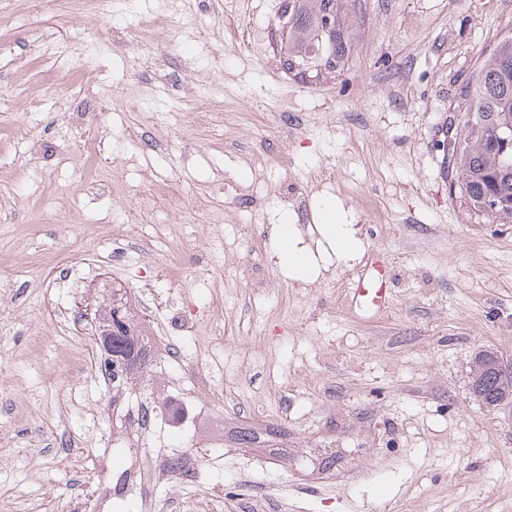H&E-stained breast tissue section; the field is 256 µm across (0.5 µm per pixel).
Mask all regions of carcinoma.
Returning a JSON list of instances; mask_svg holds the SVG:
<instances>
[{
  "label": "carcinoma",
  "mask_w": 512,
  "mask_h": 512,
  "mask_svg": "<svg viewBox=\"0 0 512 512\" xmlns=\"http://www.w3.org/2000/svg\"><path fill=\"white\" fill-rule=\"evenodd\" d=\"M335 8L336 0H291L288 59L309 56L312 65H319L313 50L327 42L322 20L328 10ZM464 103L452 147L444 157L451 187L475 210L512 220V145L504 152L492 145L495 129L512 120V34L502 37L473 73ZM99 310L112 313V362L106 363L105 369L112 387L127 389L133 385L131 379L151 362L145 330L136 322L127 299L115 290L111 298L102 300ZM495 359V353L481 351L471 369V389L488 406L512 397V378L488 368Z\"/></svg>",
  "instance_id": "obj_1"
}]
</instances>
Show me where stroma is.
Wrapping results in <instances>:
<instances>
[{
    "label": "stroma",
    "instance_id": "35a3bbf8",
    "mask_svg": "<svg viewBox=\"0 0 512 512\" xmlns=\"http://www.w3.org/2000/svg\"><path fill=\"white\" fill-rule=\"evenodd\" d=\"M278 5L112 0L94 15L0 0V371L19 380L0 405V512H120L113 477L161 451L131 433L108 381L65 363L97 353L82 312L103 291L62 276L111 241L123 208L109 198L88 222L72 175L87 156L98 170L123 158L135 191L169 183L127 226L154 259H131L121 283L134 298L190 289L204 311L196 346L223 343L224 398L211 405L224 409V458L202 461L203 498L150 484L156 512H512V403L485 407L470 388L479 350L512 364V223L450 191L440 148L468 77L512 30V0H338L349 53L316 78L284 67ZM150 23L171 40L153 46ZM147 55L164 76L141 80ZM196 73L208 77L196 95H173L170 77ZM134 82L166 143L154 156L135 149L122 95ZM72 108L87 113L73 128ZM199 111L208 123H192ZM230 185L246 192L232 209ZM329 200L363 251L295 280L277 228L298 218L314 245ZM185 210L197 223L171 232ZM217 213L208 266L179 261ZM374 277L388 287L377 309L354 296ZM244 430L252 445L238 443Z\"/></svg>",
    "mask_w": 512,
    "mask_h": 512
}]
</instances>
